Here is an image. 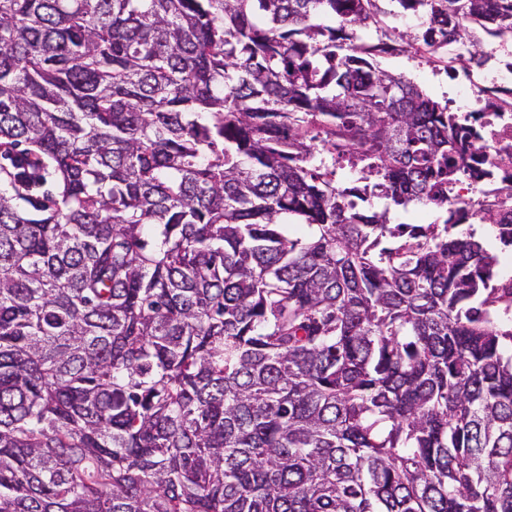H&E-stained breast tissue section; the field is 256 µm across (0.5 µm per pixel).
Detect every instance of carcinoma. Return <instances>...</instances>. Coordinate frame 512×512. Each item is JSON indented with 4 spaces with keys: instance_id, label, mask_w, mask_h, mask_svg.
<instances>
[{
    "instance_id": "cac0c4a2",
    "label": "carcinoma",
    "mask_w": 512,
    "mask_h": 512,
    "mask_svg": "<svg viewBox=\"0 0 512 512\" xmlns=\"http://www.w3.org/2000/svg\"><path fill=\"white\" fill-rule=\"evenodd\" d=\"M378 2L0 0V512H512L487 113L358 36L512 0ZM420 210L424 211L422 217L418 216ZM438 215L439 213L435 209L414 205L409 206L407 211L391 206L389 213L390 223L392 224H431L437 219Z\"/></svg>"
}]
</instances>
